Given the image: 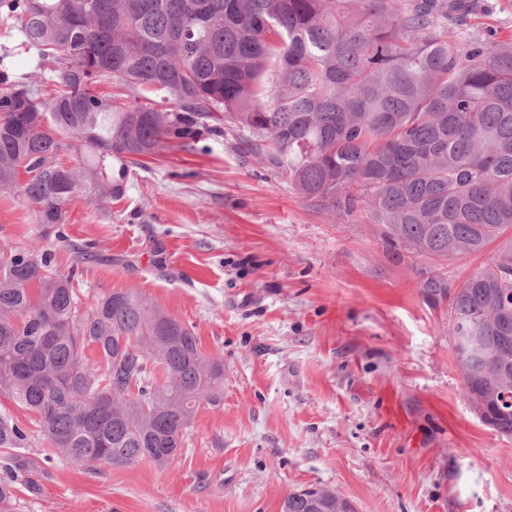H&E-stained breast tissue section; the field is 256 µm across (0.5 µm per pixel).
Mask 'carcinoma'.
<instances>
[{
	"label": "carcinoma",
	"mask_w": 512,
	"mask_h": 512,
	"mask_svg": "<svg viewBox=\"0 0 512 512\" xmlns=\"http://www.w3.org/2000/svg\"><path fill=\"white\" fill-rule=\"evenodd\" d=\"M469 12L468 0H0L27 54L14 74L13 51L0 54V193L25 199L48 233L71 198H120L130 167L193 146L220 113L310 208L364 207L392 250L431 261L423 297L448 302L449 335L478 343L455 351L465 391L512 438V35L448 30ZM102 75L165 105L101 95ZM70 150L79 163L60 160ZM495 241L448 283V261ZM90 257L78 251L65 274L50 253L0 248V394L71 463L170 466L199 407L220 402L224 364L135 289L80 311L73 273ZM30 440L0 415V449L13 451L0 512H16L15 478L35 469L17 453ZM318 490L328 512H353ZM283 510L308 512L305 494Z\"/></svg>",
	"instance_id": "cac0c4a2"
}]
</instances>
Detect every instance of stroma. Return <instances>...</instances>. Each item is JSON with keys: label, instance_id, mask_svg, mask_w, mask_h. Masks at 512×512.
Listing matches in <instances>:
<instances>
[{"label": "stroma", "instance_id": "obj_1", "mask_svg": "<svg viewBox=\"0 0 512 512\" xmlns=\"http://www.w3.org/2000/svg\"><path fill=\"white\" fill-rule=\"evenodd\" d=\"M471 33L512 34V0H474ZM228 132L201 129L132 167L112 202L78 195L61 237L0 194V246L74 247L81 309L137 290L224 363L181 456L162 468L76 466L33 442L19 512H282L289 493L338 490L355 512H512V438L467 397L448 305L421 296L424 257L396 253L366 212L309 209Z\"/></svg>", "mask_w": 512, "mask_h": 512}]
</instances>
